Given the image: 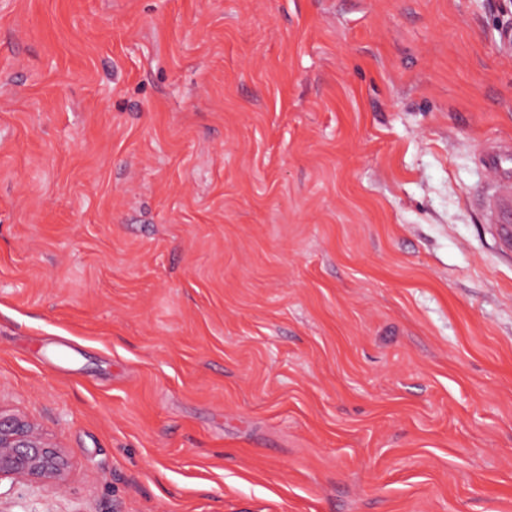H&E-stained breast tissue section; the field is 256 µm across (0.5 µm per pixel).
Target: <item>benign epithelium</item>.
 Here are the masks:
<instances>
[{
  "instance_id": "7a95c632",
  "label": "benign epithelium",
  "mask_w": 512,
  "mask_h": 512,
  "mask_svg": "<svg viewBox=\"0 0 512 512\" xmlns=\"http://www.w3.org/2000/svg\"><path fill=\"white\" fill-rule=\"evenodd\" d=\"M69 468L63 449L37 424L0 409V482L21 480L58 489Z\"/></svg>"
}]
</instances>
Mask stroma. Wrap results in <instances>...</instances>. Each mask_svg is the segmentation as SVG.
Listing matches in <instances>:
<instances>
[{
    "label": "stroma",
    "mask_w": 512,
    "mask_h": 512,
    "mask_svg": "<svg viewBox=\"0 0 512 512\" xmlns=\"http://www.w3.org/2000/svg\"><path fill=\"white\" fill-rule=\"evenodd\" d=\"M512 0H0V512H512ZM483 167L494 178L473 197L486 224H494L501 247L512 251V147L486 144L479 154ZM69 468L63 449L37 424L0 408V482L21 480L58 489Z\"/></svg>",
    "instance_id": "35a3bbf8"
}]
</instances>
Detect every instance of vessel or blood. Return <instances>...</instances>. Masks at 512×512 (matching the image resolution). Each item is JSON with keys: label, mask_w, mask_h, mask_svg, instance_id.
<instances>
[{"label": "vessel or blood", "mask_w": 512, "mask_h": 512, "mask_svg": "<svg viewBox=\"0 0 512 512\" xmlns=\"http://www.w3.org/2000/svg\"><path fill=\"white\" fill-rule=\"evenodd\" d=\"M494 178L474 194L485 223L494 225L500 245L512 251V147L484 145L479 154Z\"/></svg>", "instance_id": "b4317fda"}]
</instances>
